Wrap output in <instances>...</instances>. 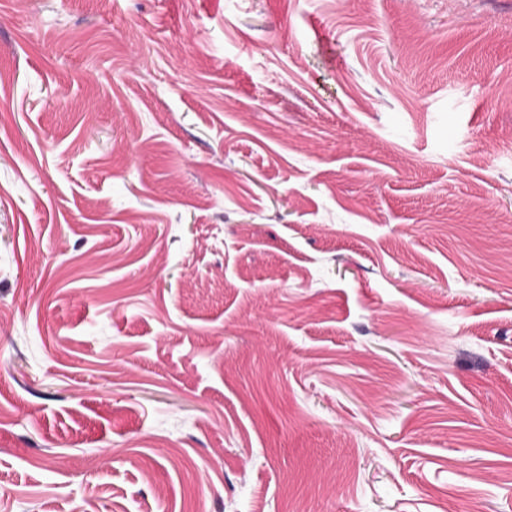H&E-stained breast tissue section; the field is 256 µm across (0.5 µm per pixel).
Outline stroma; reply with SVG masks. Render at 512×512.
I'll list each match as a JSON object with an SVG mask.
<instances>
[{
	"label": "stroma",
	"mask_w": 512,
	"mask_h": 512,
	"mask_svg": "<svg viewBox=\"0 0 512 512\" xmlns=\"http://www.w3.org/2000/svg\"><path fill=\"white\" fill-rule=\"evenodd\" d=\"M0 512H512V0H0Z\"/></svg>",
	"instance_id": "1"
}]
</instances>
